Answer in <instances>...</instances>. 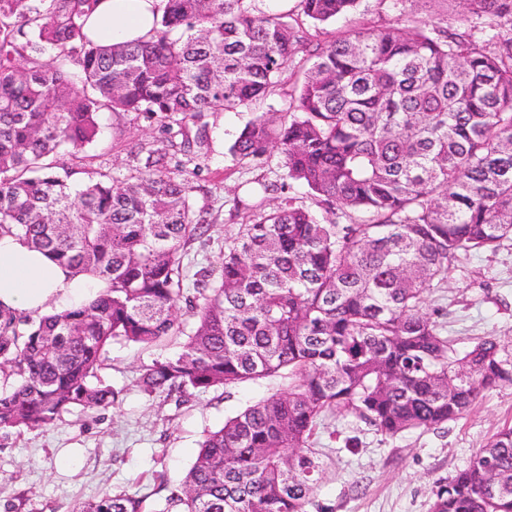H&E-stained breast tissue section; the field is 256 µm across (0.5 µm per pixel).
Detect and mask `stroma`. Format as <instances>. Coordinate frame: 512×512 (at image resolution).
I'll use <instances>...</instances> for the list:
<instances>
[{
    "mask_svg": "<svg viewBox=\"0 0 512 512\" xmlns=\"http://www.w3.org/2000/svg\"><path fill=\"white\" fill-rule=\"evenodd\" d=\"M449 9L460 13L464 7L446 0H406L397 10L390 0H363L337 26L410 27L436 21ZM291 90L287 82L256 105L205 116L206 154L181 156L183 169L191 174L195 218L211 227L210 242L195 240L186 248L187 282H194L199 269L217 267L224 238L234 231V200L250 206L272 202V195L254 184L255 174L242 168L228 148L257 115L285 109ZM100 123L101 138L87 148L85 164L119 180L143 170L140 143L167 145L182 139L178 128L167 131L132 114L104 112ZM426 306L444 308L448 333L460 345L482 336L512 345V241L495 251L460 257L444 297L429 296ZM177 345L174 338L151 347L112 343L99 375L121 389L116 406L77 409L43 430L0 432V512H73L82 502L118 490L145 494L161 485L175 489L195 461L205 431L220 428L225 416L288 385L281 378L260 380L230 391L195 393L180 405L162 395L146 397L136 385L140 367ZM506 425H512V386L486 392L463 418L439 431L386 438L352 418H338L331 431L317 437L329 457L315 500L333 512H429L435 481L465 468ZM349 436L357 438L356 447H345Z\"/></svg>",
    "mask_w": 512,
    "mask_h": 512,
    "instance_id": "35a3bbf8",
    "label": "stroma"
}]
</instances>
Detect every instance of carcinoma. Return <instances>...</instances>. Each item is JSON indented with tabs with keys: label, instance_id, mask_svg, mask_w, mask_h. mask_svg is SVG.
<instances>
[{
	"label": "carcinoma",
	"instance_id": "cac0c4a2",
	"mask_svg": "<svg viewBox=\"0 0 512 512\" xmlns=\"http://www.w3.org/2000/svg\"><path fill=\"white\" fill-rule=\"evenodd\" d=\"M103 0H0V234H16L109 287L35 322L0 310V431L46 428L74 409L106 410L121 391L97 370L112 341L179 350L142 366L164 393L288 378V389L204 434L179 489L159 502L126 490L75 512H332L315 504L320 427L353 417L385 437L437 431L486 391L512 386V347L465 349L445 312L459 256L512 240V0H465L403 30L323 26L362 0H299L256 12L253 0H161L153 28L102 45L85 31ZM295 85L284 112L262 113L229 147L241 164L282 156L277 202L241 212L219 270L186 295L194 220L189 180L171 177L153 143L145 173H86L80 153L99 114L176 124L185 156L206 154L202 116L249 107ZM196 127L189 134L190 127ZM68 153L76 164L65 167ZM298 183L309 201L285 196ZM185 303L196 326L185 332ZM430 512H512V426L432 488Z\"/></svg>",
	"mask_w": 512,
	"mask_h": 512
}]
</instances>
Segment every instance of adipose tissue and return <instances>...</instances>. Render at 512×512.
<instances>
[{"mask_svg": "<svg viewBox=\"0 0 512 512\" xmlns=\"http://www.w3.org/2000/svg\"><path fill=\"white\" fill-rule=\"evenodd\" d=\"M159 2L103 0L89 18L87 30L101 42L140 38L151 29ZM103 288L99 277L58 264L16 235H0V308L37 320L80 306Z\"/></svg>", "mask_w": 512, "mask_h": 512, "instance_id": "obj_1", "label": "adipose tissue"}]
</instances>
